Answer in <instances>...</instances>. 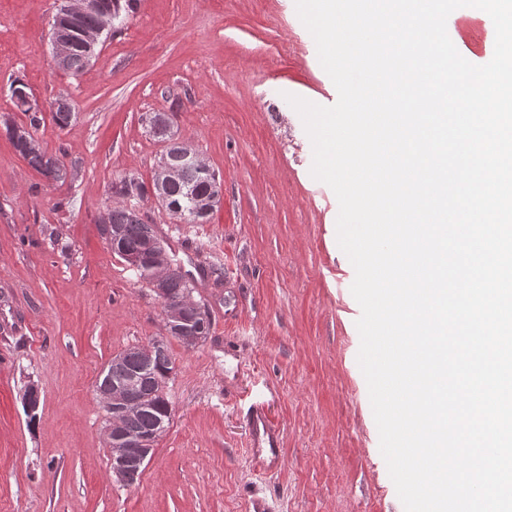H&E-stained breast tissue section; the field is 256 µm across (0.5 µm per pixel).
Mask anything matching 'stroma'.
I'll use <instances>...</instances> for the list:
<instances>
[{"mask_svg": "<svg viewBox=\"0 0 512 512\" xmlns=\"http://www.w3.org/2000/svg\"><path fill=\"white\" fill-rule=\"evenodd\" d=\"M57 8L0 0V512H253L255 495L274 512H405L357 362L338 201L312 177L311 141L285 99L338 98L295 0H136L78 75L52 61ZM15 79L42 107L35 137L63 158V180L6 134L5 121L29 122L8 95ZM62 95L74 106L64 129L49 110ZM158 112L224 186L203 224L152 197L136 204L211 318L192 347L168 335L151 287L100 233L110 184L152 181ZM156 340L173 362L171 420L126 486L96 386L114 355ZM256 401L281 427L273 471L248 447Z\"/></svg>", "mask_w": 512, "mask_h": 512, "instance_id": "stroma-1", "label": "stroma"}]
</instances>
